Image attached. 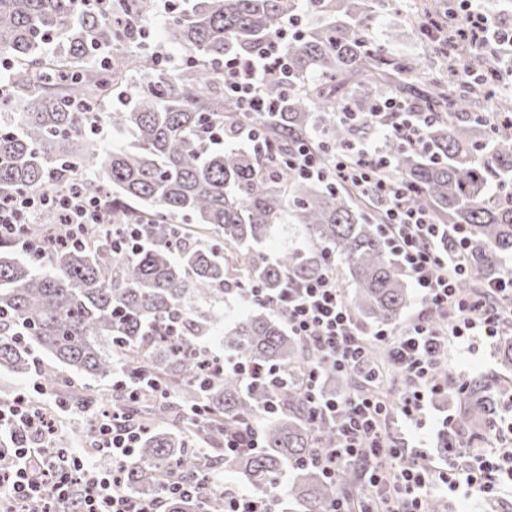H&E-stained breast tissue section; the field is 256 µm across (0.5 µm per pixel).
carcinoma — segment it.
Segmentation results:
<instances>
[{"label": "carcinoma", "instance_id": "carcinoma-1", "mask_svg": "<svg viewBox=\"0 0 512 512\" xmlns=\"http://www.w3.org/2000/svg\"><path fill=\"white\" fill-rule=\"evenodd\" d=\"M318 23L288 39V73L264 85L276 112H246L224 94V59L247 67L283 28L299 0H179L164 39L186 56L170 71L139 34L157 0H107L108 10L75 9V0H0V54L9 74L0 80V108L24 111L0 125V195L63 192L79 183L99 198L114 224H143V247L114 250L112 234L88 226L83 242L47 247L19 260L12 240L0 237V368L36 376L72 410L106 399L60 384L54 362L86 376L112 380L121 371L135 397L112 389L114 408L149 428L134 460L122 469L126 486L165 512H224V496H166L163 482L177 475L204 484L224 460L243 475L269 512H326L334 497L357 484L347 467L327 482L303 458L330 447L336 425L312 431L303 417L305 396L297 371L308 352L282 318L255 304L224 328V354L289 370L277 382L248 388L236 376L210 378L200 367L196 340L209 320L195 303L234 296L256 284L269 295L288 278L316 275L325 257L339 261L354 288L351 306L377 325H394L408 305L403 272L356 192L302 177L287 160L304 144L319 152L351 144L355 129L336 113L373 111L386 95L430 113L425 146L385 143L390 173L410 205L446 224L466 227L467 261L476 278L497 277L512 256V137L494 133L483 104L497 82L494 65L448 42L453 10L431 5L434 51L451 60L448 78L427 77L420 64L396 56L366 33L378 0H312ZM477 71L463 81L456 62ZM132 90L130 105L110 113L129 134L127 147L108 150L87 135L102 103ZM227 148L210 149L215 125ZM256 128L250 149L234 141ZM303 225L304 251L270 258L259 247L284 216ZM67 225L47 212L29 234L63 237ZM495 375L469 381L461 419L483 426L496 410ZM276 420L255 453L222 456L224 433L243 430L268 402ZM194 406V419L184 411ZM292 471L288 489L276 476Z\"/></svg>", "mask_w": 512, "mask_h": 512}]
</instances>
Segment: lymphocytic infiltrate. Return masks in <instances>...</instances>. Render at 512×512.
<instances>
[{"mask_svg":"<svg viewBox=\"0 0 512 512\" xmlns=\"http://www.w3.org/2000/svg\"><path fill=\"white\" fill-rule=\"evenodd\" d=\"M481 2L462 0L453 37L490 50L501 70L512 72V32ZM285 39V33L271 38L268 50L248 70L225 61L224 90L244 109L274 111L263 86L284 71L281 45ZM340 118L352 125L368 120L385 136L415 148L423 145L428 126L425 113L390 97L377 102L367 118L354 112L341 113ZM287 165L298 175L355 188L376 204L384 217L380 230L421 300L416 317L402 329L367 330L346 300L332 259L325 261L317 276L289 281L276 296L264 297L255 285L242 291L243 300L262 298L279 311L289 335L307 349L309 358L300 379L310 423L338 421L335 446L310 455V463L331 482L347 467L362 475L359 492L333 499L327 512H429L433 492L459 487L468 497L484 502L512 496V422L491 421L486 433L498 440V447L470 457L464 467L446 470L425 457L410 458L404 444L384 430L387 419L396 413L422 425L427 399L444 391L434 383L433 374L444 360L449 341L494 338L512 324V311L503 305L504 300H512V268L480 289L462 288V281L474 276L466 262L470 242L465 228L439 223L429 210L410 205L404 187L388 174L385 158L371 146L357 141L326 155L303 146ZM48 209L55 210L60 223L70 225L74 241L86 225L105 220L100 200L86 197L74 185L53 196L18 192L0 197V235L12 237L25 254L39 252L43 241L29 238L25 227L34 214ZM448 238L455 240V251L445 247ZM374 345L384 350L383 361L376 365L367 360V351ZM199 353L210 373L234 374L249 387L266 383L276 374L273 368L243 358L215 356L204 347ZM328 372L359 376L364 385L345 399H325L320 385ZM394 373L405 382V392L397 401L384 389ZM56 431L54 419L38 401L19 396L0 403V438L9 443L0 453V512H158L128 492L117 467L133 455L145 432L143 426L122 422L116 414L94 419V447L113 461L106 469L78 451L55 448Z\"/></svg>","mask_w":512,"mask_h":512,"instance_id":"obj_1","label":"lymphocytic infiltrate"}]
</instances>
